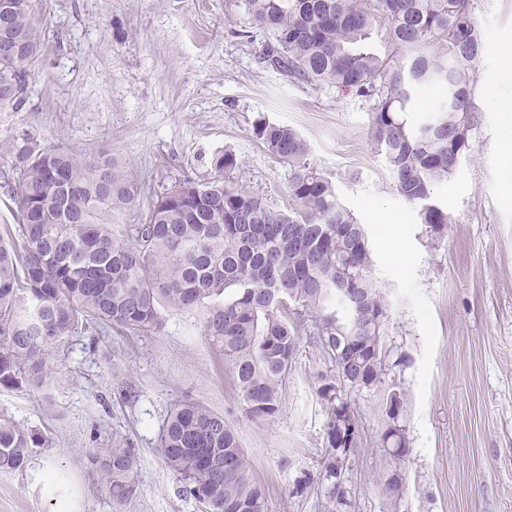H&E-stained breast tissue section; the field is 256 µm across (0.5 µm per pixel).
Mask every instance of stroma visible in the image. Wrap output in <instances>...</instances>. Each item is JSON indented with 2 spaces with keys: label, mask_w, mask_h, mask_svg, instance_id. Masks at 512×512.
I'll list each match as a JSON object with an SVG mask.
<instances>
[{
  "label": "stroma",
  "mask_w": 512,
  "mask_h": 512,
  "mask_svg": "<svg viewBox=\"0 0 512 512\" xmlns=\"http://www.w3.org/2000/svg\"><path fill=\"white\" fill-rule=\"evenodd\" d=\"M47 18L46 51L21 109L0 131L27 129L48 145L105 151L145 187L214 176L235 152L236 180L279 207L291 171L255 138L263 119L295 127L339 202L364 224L372 278L389 304L387 377L407 395L402 494L386 496L383 394L350 389L359 446L344 474L347 512H512V145L495 102L512 49V0H473L484 51L475 64L479 123L471 151L434 201L452 217L432 235L397 192L369 136L360 99L288 81L261 60L266 35L247 0H33ZM400 218L395 255L380 217ZM153 336H75L43 388L0 389V414L51 439L25 470L0 474V512H55L46 477L66 475L72 512H199L178 495L157 454L162 424L190 396L223 413L266 491V512H336L319 481L328 452L320 377L331 364L306 334L274 421L244 413L221 352L191 313L164 310ZM121 442L140 457V492L120 505L101 495L81 449ZM307 488L296 489L298 478Z\"/></svg>",
  "instance_id": "obj_1"
}]
</instances>
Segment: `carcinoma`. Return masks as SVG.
<instances>
[{
  "label": "carcinoma",
  "mask_w": 512,
  "mask_h": 512,
  "mask_svg": "<svg viewBox=\"0 0 512 512\" xmlns=\"http://www.w3.org/2000/svg\"><path fill=\"white\" fill-rule=\"evenodd\" d=\"M7 3L11 24L0 29V42L8 37L25 49L0 60V108L17 109L45 53L47 19L32 0ZM248 9L270 36L266 65L315 89L362 98L398 193L419 206L431 234L443 236L452 217L434 204V189L459 168L479 121L473 65L484 46L472 0H248ZM433 87L441 90L433 109L419 123L409 120L418 96ZM254 136L291 168L286 209L229 178L238 167L231 150L215 160L210 181L184 178L147 196L110 153L45 145L27 130L0 135V188L18 213L14 234L0 236V388L45 387L55 373L50 360L73 336H153L164 328L165 307L200 315L244 412L270 422L298 351L294 303L310 315L335 367L318 388L330 410L319 476L341 500L336 430L352 434L353 411L336 385L385 384V297L372 281L364 225L339 203L298 130L261 121ZM143 197L141 222L123 223ZM389 395L388 421L406 404L403 391ZM46 444L0 414V472L25 470L33 449ZM82 452L100 493L119 504L137 497L135 449ZM158 454L202 512H266L264 488L224 414L184 398L166 417ZM381 486L400 494L402 470H384Z\"/></svg>",
  "instance_id": "cac0c4a2"
}]
</instances>
